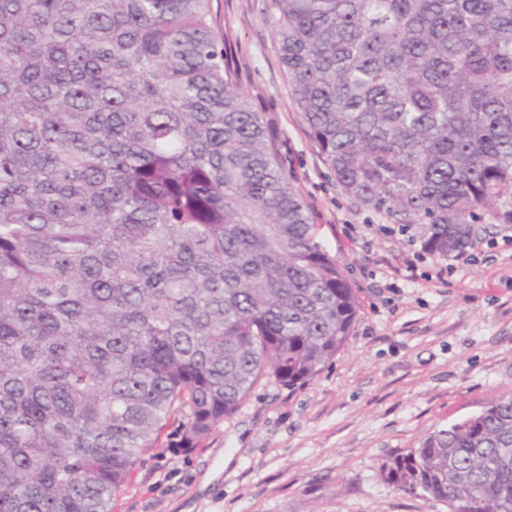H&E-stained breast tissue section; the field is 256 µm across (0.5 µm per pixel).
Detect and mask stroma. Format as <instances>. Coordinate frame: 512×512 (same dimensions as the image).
Instances as JSON below:
<instances>
[{"label": "stroma", "instance_id": "stroma-1", "mask_svg": "<svg viewBox=\"0 0 512 512\" xmlns=\"http://www.w3.org/2000/svg\"><path fill=\"white\" fill-rule=\"evenodd\" d=\"M239 88L274 123L318 237L361 303L333 363L295 389L260 379L199 448L147 452L113 512H450L380 475L392 454L512 393V226L482 214L474 260L422 255L411 233L337 187L295 112L264 0H211ZM455 272L438 280L436 271Z\"/></svg>", "mask_w": 512, "mask_h": 512}]
</instances>
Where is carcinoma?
<instances>
[{
    "mask_svg": "<svg viewBox=\"0 0 512 512\" xmlns=\"http://www.w3.org/2000/svg\"><path fill=\"white\" fill-rule=\"evenodd\" d=\"M336 186L446 257L512 200V0H265ZM209 0H0V512H112L181 414L314 379L360 314ZM512 512V394L380 466Z\"/></svg>",
    "mask_w": 512,
    "mask_h": 512,
    "instance_id": "carcinoma-1",
    "label": "carcinoma"
}]
</instances>
